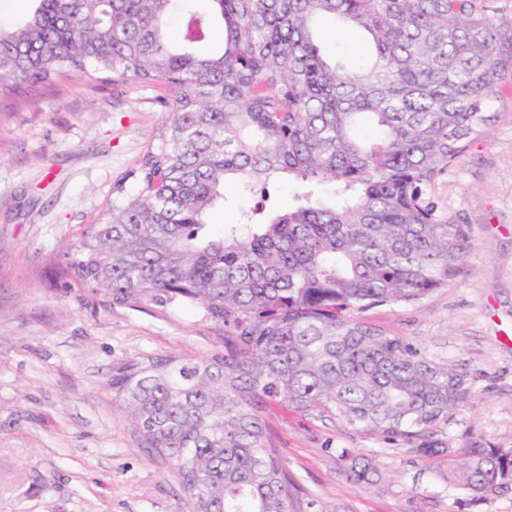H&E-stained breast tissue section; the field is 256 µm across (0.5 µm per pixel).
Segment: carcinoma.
Segmentation results:
<instances>
[{
  "instance_id": "obj_1",
  "label": "carcinoma",
  "mask_w": 512,
  "mask_h": 512,
  "mask_svg": "<svg viewBox=\"0 0 512 512\" xmlns=\"http://www.w3.org/2000/svg\"><path fill=\"white\" fill-rule=\"evenodd\" d=\"M36 2L22 25L0 28V85L78 73L172 91L69 270L115 304L197 307L224 326L222 351L123 361L108 383L192 512H289L268 401L406 438L447 423L469 398L464 375L361 313L416 306L461 272L467 241L432 189L512 79V11L495 0H208L205 16L181 0ZM177 12L182 45L165 33ZM323 15L363 35V63L324 53ZM212 20L222 44L192 51ZM285 180L299 187L288 210L207 224L227 190L259 188L267 202ZM346 476L362 482L370 468L353 459ZM448 479L479 498L512 494V448H469Z\"/></svg>"
}]
</instances>
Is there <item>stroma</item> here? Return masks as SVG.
<instances>
[{
  "label": "stroma",
  "instance_id": "35a3bbf8",
  "mask_svg": "<svg viewBox=\"0 0 512 512\" xmlns=\"http://www.w3.org/2000/svg\"><path fill=\"white\" fill-rule=\"evenodd\" d=\"M169 95L160 81L73 76L0 96V512H190L107 382L127 359L223 349V326L194 308L114 304L63 272L114 183L137 168ZM434 194L470 246L460 274L419 305L364 317L463 372L470 397L431 431L443 449L433 457L415 439L269 404L290 512H512V495L479 499L446 479L467 448H512V81ZM348 455L371 460L377 483L349 481Z\"/></svg>",
  "mask_w": 512,
  "mask_h": 512
}]
</instances>
